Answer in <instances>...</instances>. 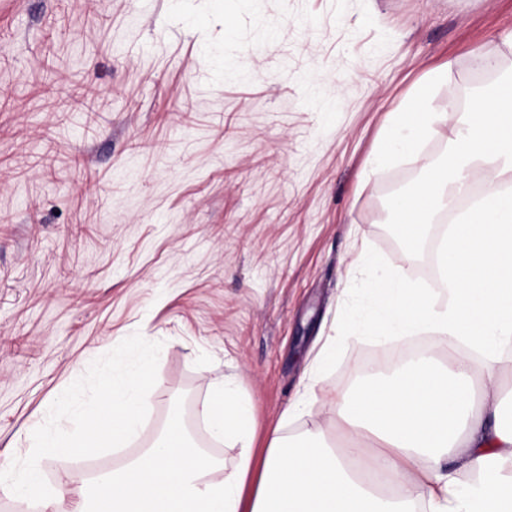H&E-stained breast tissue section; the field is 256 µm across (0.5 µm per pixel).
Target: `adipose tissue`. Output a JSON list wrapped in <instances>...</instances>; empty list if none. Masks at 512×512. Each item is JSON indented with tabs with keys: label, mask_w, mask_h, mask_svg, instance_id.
Here are the masks:
<instances>
[{
	"label": "adipose tissue",
	"mask_w": 512,
	"mask_h": 512,
	"mask_svg": "<svg viewBox=\"0 0 512 512\" xmlns=\"http://www.w3.org/2000/svg\"><path fill=\"white\" fill-rule=\"evenodd\" d=\"M443 77L432 73L394 113L367 175L379 176L399 156L420 162L423 178L388 203L411 246L469 190L473 170L488 188L451 224L437 249L440 275L432 286H412L396 270L374 275L365 327L388 338L434 330L448 344L449 364L429 351L390 380L322 401L316 387L336 344L328 337L303 394L282 418L320 409L347 447L290 442L276 428L260 460L251 403L234 382L212 384L197 418L213 440L238 447L228 470L191 444L179 418L147 433L155 361L130 368L118 354L98 383L96 404L67 412L73 433L40 431L26 468L0 459V486L30 496L42 460L73 448H122L140 437L137 455L94 477V495L79 512H512V423L502 421L512 386L501 374L503 354L512 348V186H503L512 183V79L476 93L449 138L453 162L447 165L421 155L439 121L423 104Z\"/></svg>",
	"instance_id": "1"
}]
</instances>
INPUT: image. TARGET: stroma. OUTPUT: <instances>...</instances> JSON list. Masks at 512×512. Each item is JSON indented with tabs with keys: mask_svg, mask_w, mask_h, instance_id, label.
I'll list each match as a JSON object with an SVG mask.
<instances>
[{
	"mask_svg": "<svg viewBox=\"0 0 512 512\" xmlns=\"http://www.w3.org/2000/svg\"><path fill=\"white\" fill-rule=\"evenodd\" d=\"M512 73V0H0V454L24 460L67 429L112 366L157 355L149 429L185 416L194 442L233 468L236 448L196 417L210 383L236 379L258 436L322 376L347 391L383 340L348 325L364 300L358 254L426 284L439 225L409 250L391 196L417 163L366 177L392 112L432 70L428 111L448 154V103ZM100 97L82 109L85 86ZM140 442L59 455L38 491L0 490V512H75L89 472Z\"/></svg>",
	"mask_w": 512,
	"mask_h": 512,
	"instance_id": "stroma-1",
	"label": "stroma"
}]
</instances>
